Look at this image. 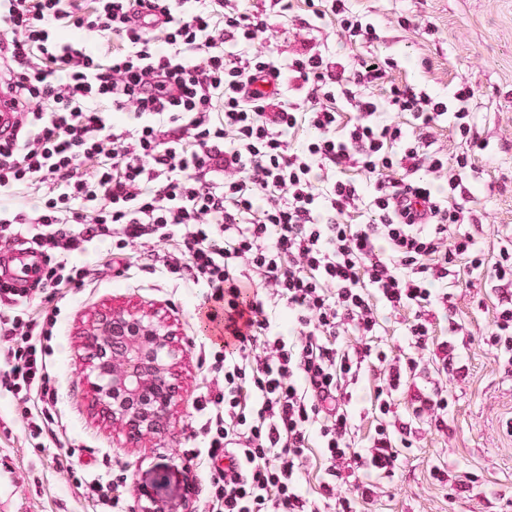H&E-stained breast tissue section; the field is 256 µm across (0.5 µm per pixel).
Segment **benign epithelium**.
Returning a JSON list of instances; mask_svg holds the SVG:
<instances>
[{"instance_id": "7a95c632", "label": "benign epithelium", "mask_w": 512, "mask_h": 512, "mask_svg": "<svg viewBox=\"0 0 512 512\" xmlns=\"http://www.w3.org/2000/svg\"><path fill=\"white\" fill-rule=\"evenodd\" d=\"M85 382L96 416L137 445L173 435V410L183 400L176 330L154 312L123 306L94 313L82 343ZM141 512H179V505L142 493Z\"/></svg>"}]
</instances>
